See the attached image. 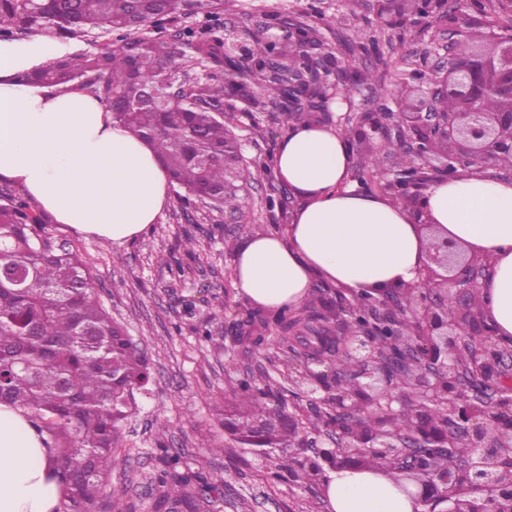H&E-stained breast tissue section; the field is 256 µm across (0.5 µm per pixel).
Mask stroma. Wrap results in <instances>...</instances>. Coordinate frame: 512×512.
Returning a JSON list of instances; mask_svg holds the SVG:
<instances>
[{
    "label": "stroma",
    "mask_w": 512,
    "mask_h": 512,
    "mask_svg": "<svg viewBox=\"0 0 512 512\" xmlns=\"http://www.w3.org/2000/svg\"><path fill=\"white\" fill-rule=\"evenodd\" d=\"M313 28L328 63L371 80L350 97L336 96L313 120L342 128L348 114L397 108L395 81L419 62L423 44L438 29L421 19L407 28L379 27L370 0H238L225 11V27L262 29L282 17ZM375 42V52L349 53V42ZM224 121L238 139L252 172L246 190L249 222L227 230L228 208L185 204L186 189L171 186L160 223L122 245L88 237L44 217L49 231L76 246L95 280V297L148 353L149 393L122 429L126 461L113 469L97 512H155L153 480L161 469L156 446L165 443L182 456L183 466L205 481L222 482L224 497L215 512H327L321 481L299 488L269 476L268 460L234 442L222 427L224 403L242 372L267 375L289 411L304 418L309 397L292 380L302 369V352L270 341L248 352L229 340L234 322L252 308L232 278L235 255L225 241H241L257 231L284 230L300 204L273 176L272 162L289 122L279 111L248 110L241 100L224 101ZM196 240L186 254V236Z\"/></svg>",
    "instance_id": "35a3bbf8"
}]
</instances>
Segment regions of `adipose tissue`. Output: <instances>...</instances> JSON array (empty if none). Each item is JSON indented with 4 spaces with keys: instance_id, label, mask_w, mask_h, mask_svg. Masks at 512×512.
Wrapping results in <instances>:
<instances>
[{
    "instance_id": "adipose-tissue-1",
    "label": "adipose tissue",
    "mask_w": 512,
    "mask_h": 512,
    "mask_svg": "<svg viewBox=\"0 0 512 512\" xmlns=\"http://www.w3.org/2000/svg\"><path fill=\"white\" fill-rule=\"evenodd\" d=\"M50 41L0 40V179L20 185L55 223L115 244L158 223L168 180L154 148L116 126L108 106L80 86L65 91L22 83L53 59ZM350 144L336 128L292 123L278 143L273 174L301 201L285 232L237 244L232 277L257 308L305 301L315 279L357 294L414 282L429 240L406 200L368 194L351 179ZM422 204L442 237L489 259L478 303L496 337L512 346V181L472 172L437 179ZM49 457L26 416L0 404V512H59ZM329 512H418L390 474L332 471Z\"/></svg>"
}]
</instances>
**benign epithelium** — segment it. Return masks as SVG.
Segmentation results:
<instances>
[{
  "mask_svg": "<svg viewBox=\"0 0 512 512\" xmlns=\"http://www.w3.org/2000/svg\"><path fill=\"white\" fill-rule=\"evenodd\" d=\"M424 3L423 16L437 15L448 36L459 40L425 48L429 70L413 75L426 85L423 93L395 113H359L351 132L374 145L394 136L421 162L416 176L392 168L384 183L390 194L414 201L415 223L430 229L418 206L430 182L488 166L512 174V35H493L488 51L465 48L463 37L476 26L475 16L442 9L438 0ZM375 5L381 27L397 28L408 17L403 0ZM295 32L286 17L276 31L263 29L261 38L284 40ZM341 72L322 64L317 102L350 93L331 79ZM488 95L509 108L484 111L480 102ZM449 97L460 111L438 110V102ZM429 260L418 282L358 298L363 309L356 318L388 332L407 357L402 372H389L387 361L370 347V333L359 330L344 340L356 356V380L347 384L327 363L305 362L296 384L310 394L312 410L330 405L336 424L320 443L303 436L297 447L313 455H303L301 465L320 476L326 468H369L376 460L381 469L403 474L423 512H512V348L499 343L473 302L489 265L446 239L432 242ZM437 406L448 415L443 428L427 418ZM356 417L367 424L355 425ZM460 446L468 453H455ZM437 453L448 459L443 469L433 467Z\"/></svg>",
  "mask_w": 512,
  "mask_h": 512,
  "instance_id": "7a95c632",
  "label": "benign epithelium"
}]
</instances>
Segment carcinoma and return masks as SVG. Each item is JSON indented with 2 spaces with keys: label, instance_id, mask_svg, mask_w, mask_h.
Returning <instances> with one entry per match:
<instances>
[{
  "label": "carcinoma",
  "instance_id": "1",
  "mask_svg": "<svg viewBox=\"0 0 512 512\" xmlns=\"http://www.w3.org/2000/svg\"><path fill=\"white\" fill-rule=\"evenodd\" d=\"M236 0H0V35L47 34L82 38L96 29L121 30L116 42L90 55L62 57L52 65L21 76L38 85L77 83L109 105L112 118L146 139L173 182L212 208L226 205L248 215L239 202L244 180L240 146L224 125V98L242 96L256 112L268 104L295 112L293 102L316 86L319 60H308L301 47L314 31L300 23L297 43L281 42L266 51L268 60L288 68L304 66L311 82L290 86L270 78L264 67L236 81L209 75L181 79L196 64L211 60L235 66L228 51L233 39L204 29L185 27L171 41L148 39L136 30L177 17L206 15L215 20ZM191 46L188 56L179 42ZM182 80L177 102L163 99L170 78ZM237 176L230 181L228 169ZM0 267L18 273L0 278V403L22 408L29 422L45 435L64 512H96L119 457L121 430L136 408V393L150 380V363L124 328L95 298L89 268L72 245L59 242L31 207L9 189L0 188ZM333 306L320 299L302 309L275 313L250 311L234 325L231 339L251 350L266 345V331L279 343L295 345L307 357L329 361L347 375L351 360L332 335ZM238 410L224 418L233 438L253 451L282 452L275 468L296 473L289 445L301 432L318 431L336 421L329 409L309 418L303 429L288 427V409L271 387L239 383ZM165 469L156 478L157 512H197L204 496L200 474L181 469L180 456L159 446Z\"/></svg>",
  "mask_w": 512,
  "mask_h": 512
}]
</instances>
